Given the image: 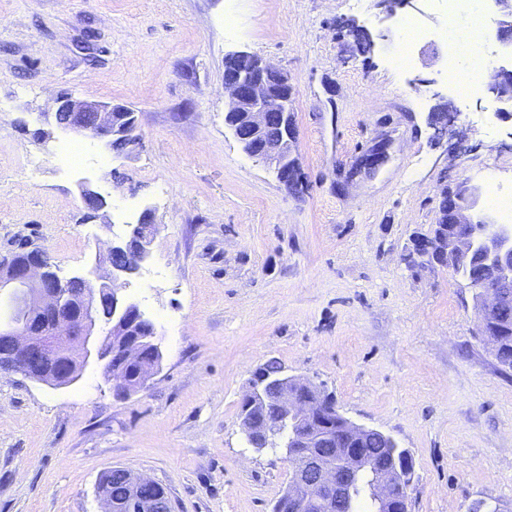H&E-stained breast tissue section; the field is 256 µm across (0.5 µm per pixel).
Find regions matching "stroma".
<instances>
[{
	"label": "stroma",
	"instance_id": "35a3bbf8",
	"mask_svg": "<svg viewBox=\"0 0 512 512\" xmlns=\"http://www.w3.org/2000/svg\"><path fill=\"white\" fill-rule=\"evenodd\" d=\"M408 19L422 35L402 68ZM468 24L464 10L449 22L446 0L393 16L379 0H0V255L42 249L61 275H85L148 209L149 266L167 272L131 280L164 352L143 391L116 399L92 364L64 389L0 372V512H101L96 485L115 467L166 487L173 512H271L291 468L240 428L271 360L411 452L410 512H512V370L481 340L465 280L401 260L443 189L481 186L489 213L481 171L512 187V118L487 81L465 100L448 79ZM237 51L295 87L300 192L225 123L224 56ZM63 93L134 108L137 142L37 137ZM437 106L459 115L446 140L430 126ZM382 139L388 163L350 177ZM63 142L88 158L69 175L53 154ZM84 184L106 199L97 215Z\"/></svg>",
	"mask_w": 512,
	"mask_h": 512
}]
</instances>
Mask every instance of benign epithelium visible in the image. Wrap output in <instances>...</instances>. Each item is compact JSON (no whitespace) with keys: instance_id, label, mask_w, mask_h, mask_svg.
Masks as SVG:
<instances>
[{"instance_id":"1","label":"benign epithelium","mask_w":512,"mask_h":512,"mask_svg":"<svg viewBox=\"0 0 512 512\" xmlns=\"http://www.w3.org/2000/svg\"><path fill=\"white\" fill-rule=\"evenodd\" d=\"M498 39L512 46V0H494ZM488 89L495 99L512 106V67L493 69ZM225 121L242 151L263 163L289 191L301 188L302 171L293 123L295 88L288 74L248 52L224 56ZM58 125L75 133L113 141L135 138L138 113L109 102L72 96L56 99ZM388 145L378 144L352 167L350 177L371 178L388 162ZM481 189L465 180L443 192L438 223L443 231L420 237L413 258L427 266L451 270L476 269L480 279L468 280L479 313L483 339L498 335L490 326L512 295V226L496 224L479 209ZM151 213L144 211L126 238L106 244L96 256L103 270L96 281L84 276L62 277L46 251L26 250L0 256V291L11 290L8 309L0 311V367L23 374L55 389L76 383L91 362L101 363L116 397L126 399L143 390L161 369L163 352L155 326L138 304L124 294L128 277L151 256L157 232ZM111 309L108 336L96 334L97 310ZM336 431V459L313 456L321 432ZM241 431L250 446L262 451L277 447L283 431L285 455H303L304 465L291 469L283 497L288 507L274 512H317L336 498L370 501L373 512H409L414 460L397 448L383 463L362 448L375 429L360 425L336 408L323 386L283 371L270 382L259 378L243 398Z\"/></svg>"}]
</instances>
